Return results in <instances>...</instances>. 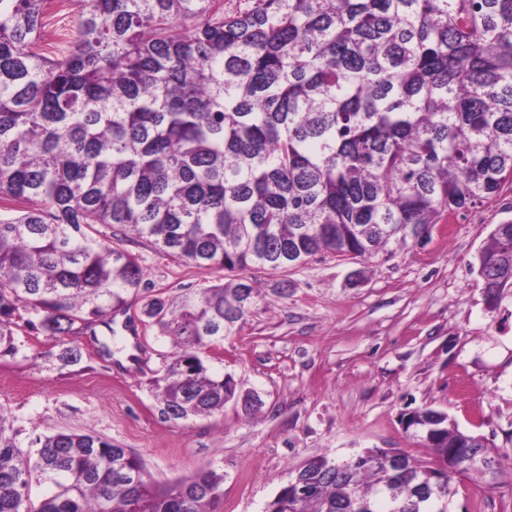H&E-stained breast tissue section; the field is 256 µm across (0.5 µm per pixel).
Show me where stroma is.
<instances>
[{"label": "stroma", "mask_w": 512, "mask_h": 512, "mask_svg": "<svg viewBox=\"0 0 512 512\" xmlns=\"http://www.w3.org/2000/svg\"><path fill=\"white\" fill-rule=\"evenodd\" d=\"M512 220V187L435 225L426 244L366 259L315 257L257 276L261 295L232 335L204 355L238 395L209 417L163 419L151 382L172 350L140 322L151 297L175 299L229 281L156 251L125 229L145 286L128 296L135 331L100 358L76 336L82 359L60 367L58 339L26 329L21 353L0 357V409L20 448L54 432L89 433L134 451L167 482L209 466L224 473L216 512H263L305 460H342L365 448L424 450L400 423L432 407L460 429L512 446V288L488 306L478 255L496 224ZM257 398L248 408L243 395ZM450 512H512V498L464 479Z\"/></svg>", "instance_id": "stroma-1"}]
</instances>
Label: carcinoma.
Returning <instances> with one entry per match:
<instances>
[{
  "instance_id": "obj_1",
  "label": "carcinoma",
  "mask_w": 512,
  "mask_h": 512,
  "mask_svg": "<svg viewBox=\"0 0 512 512\" xmlns=\"http://www.w3.org/2000/svg\"><path fill=\"white\" fill-rule=\"evenodd\" d=\"M68 53L40 48L45 0H0V357L24 326L109 328L145 287L120 226L161 254L237 274L142 314L172 342L161 415L224 412L230 377L184 356L233 332L253 274L318 254L371 258L430 236L512 184V0H75ZM488 304L512 287V221L479 254ZM428 449L319 455L264 512H449L481 448L430 407L402 414ZM0 410V512H213L224 474L151 481L129 448L54 433L24 453ZM46 486L38 504L32 483Z\"/></svg>"
}]
</instances>
